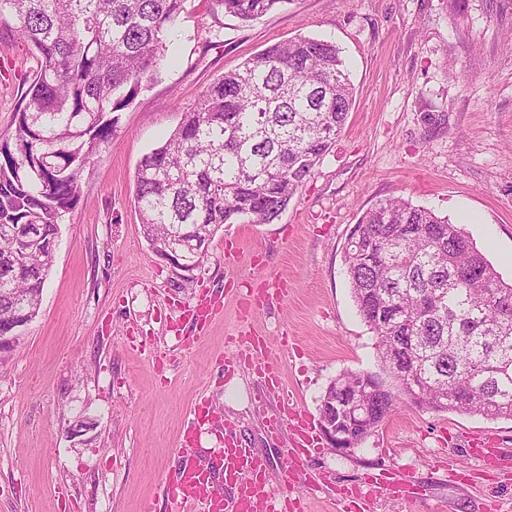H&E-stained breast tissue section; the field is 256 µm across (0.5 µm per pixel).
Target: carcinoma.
<instances>
[{
  "mask_svg": "<svg viewBox=\"0 0 512 512\" xmlns=\"http://www.w3.org/2000/svg\"><path fill=\"white\" fill-rule=\"evenodd\" d=\"M244 23L291 0H221ZM184 0H0L38 66L0 132V336L38 314L58 226L83 172L166 58ZM354 87L340 48L299 35L248 58L141 159L134 208L154 252L226 224H271L344 128ZM37 225L34 236L28 228ZM351 295L385 376L344 371L319 411L363 441L404 404L512 420V283L467 232L393 197L364 212L343 251Z\"/></svg>",
  "mask_w": 512,
  "mask_h": 512,
  "instance_id": "cac0c4a2",
  "label": "carcinoma"
}]
</instances>
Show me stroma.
I'll list each match as a JSON object with an SVG mask.
<instances>
[{
	"label": "stroma",
	"instance_id": "35a3bbf8",
	"mask_svg": "<svg viewBox=\"0 0 512 512\" xmlns=\"http://www.w3.org/2000/svg\"><path fill=\"white\" fill-rule=\"evenodd\" d=\"M299 34L346 56L345 126L278 220L224 225L183 286L143 235L136 167L211 83ZM169 53L87 165L39 313L0 353V512H164L198 406L199 457L240 440L279 486L297 436L281 396L315 426L330 380L380 370L343 263L379 200L463 224L512 281V0H291L249 24L186 0ZM32 66L16 24H0V131ZM203 298L218 309L199 322ZM251 336L277 388L239 358ZM297 471L307 512H512V421L404 405L352 454L317 436Z\"/></svg>",
	"mask_w": 512,
	"mask_h": 512
}]
</instances>
